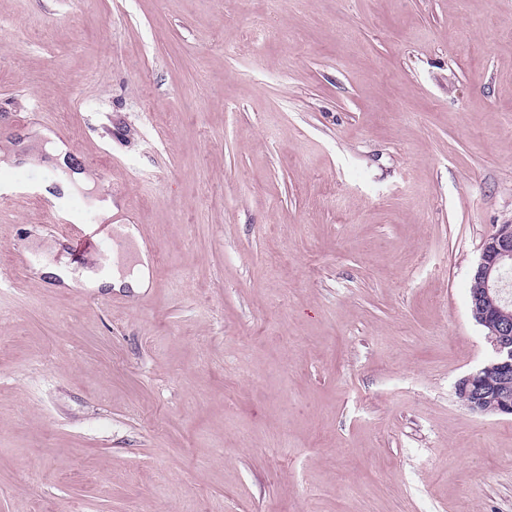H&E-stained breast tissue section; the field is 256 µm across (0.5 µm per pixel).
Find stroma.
Listing matches in <instances>:
<instances>
[{
	"mask_svg": "<svg viewBox=\"0 0 512 512\" xmlns=\"http://www.w3.org/2000/svg\"><path fill=\"white\" fill-rule=\"evenodd\" d=\"M0 153V512H512V416L455 395L512 0H0ZM68 221L150 287L35 276Z\"/></svg>",
	"mask_w": 512,
	"mask_h": 512,
	"instance_id": "stroma-1",
	"label": "stroma"
}]
</instances>
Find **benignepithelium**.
<instances>
[{"label": "benign epithelium", "mask_w": 512, "mask_h": 512, "mask_svg": "<svg viewBox=\"0 0 512 512\" xmlns=\"http://www.w3.org/2000/svg\"><path fill=\"white\" fill-rule=\"evenodd\" d=\"M511 276L512 224H501L482 244L472 271V280L481 288L470 301L475 322L490 330L494 355L483 367L460 378L455 386L461 404L474 414H484V403L491 399L499 414L512 416V390L483 386L487 373L512 380V297L505 291Z\"/></svg>", "instance_id": "obj_1"}]
</instances>
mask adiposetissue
I'll return each mask as SVG.
<instances>
[{
    "instance_id": "adipose-tissue-1",
    "label": "adipose tissue",
    "mask_w": 512,
    "mask_h": 512,
    "mask_svg": "<svg viewBox=\"0 0 512 512\" xmlns=\"http://www.w3.org/2000/svg\"><path fill=\"white\" fill-rule=\"evenodd\" d=\"M37 276H50L68 286L86 288H129L140 293L150 285V264L145 251H138L134 268H127L121 257H113L110 273L104 274L94 267L73 269L65 262L44 258L35 269Z\"/></svg>"
}]
</instances>
